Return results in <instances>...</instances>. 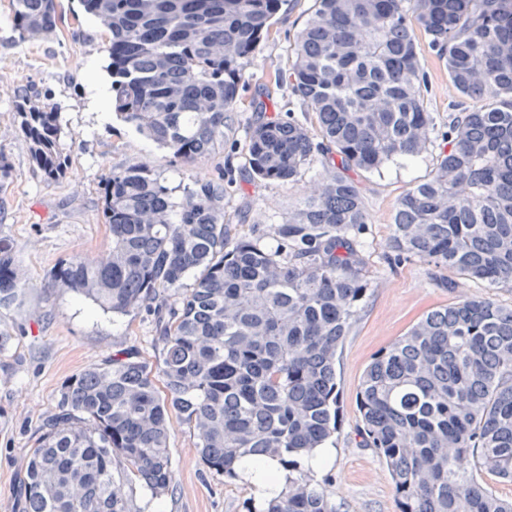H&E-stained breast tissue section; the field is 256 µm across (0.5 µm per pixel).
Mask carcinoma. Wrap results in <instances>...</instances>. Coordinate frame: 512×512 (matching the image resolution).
Listing matches in <instances>:
<instances>
[{"instance_id":"carcinoma-1","label":"carcinoma","mask_w":512,"mask_h":512,"mask_svg":"<svg viewBox=\"0 0 512 512\" xmlns=\"http://www.w3.org/2000/svg\"><path fill=\"white\" fill-rule=\"evenodd\" d=\"M10 2L19 40L56 30L57 0ZM80 2L109 38L116 117L185 164L224 147L246 64L283 0ZM417 28L459 95L483 105L448 116L433 171L398 201L388 259L512 285V0H314L287 79L316 129L276 116L247 131L248 170L262 181L294 182L322 159L283 223L229 249L223 179L196 181L176 201L148 164L103 177L112 247L94 264H60L52 287L118 315L167 293L179 301L158 310L157 368L120 352L67 382L31 449L25 512H130L118 473L168 490L174 416L227 479L244 458L288 468L262 512H337L299 458L336 432V353L371 288L368 214L349 172L433 144ZM17 109L33 169L58 182L60 113L25 93ZM28 288L0 236V308ZM357 402L400 512H512V499L457 464L472 456L512 484V308L463 298L431 310L373 359Z\"/></svg>"}]
</instances>
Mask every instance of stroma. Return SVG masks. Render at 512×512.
<instances>
[{
  "label": "stroma",
  "instance_id": "stroma-1",
  "mask_svg": "<svg viewBox=\"0 0 512 512\" xmlns=\"http://www.w3.org/2000/svg\"><path fill=\"white\" fill-rule=\"evenodd\" d=\"M58 2L63 21L57 30L23 43L15 38L9 0H0V153L11 169L0 190V236L13 240L20 271L30 283L23 306L0 309V512H23L21 479L34 439L73 375L119 350L153 366L161 357L151 309L116 315L51 285V274L62 261L75 255L96 261L110 249L101 213L102 175L146 162L172 187L225 176L224 221L238 237L283 223L289 207L321 170L316 162L298 182H264L245 169L242 158L245 133L257 118L252 100L263 101L271 116L291 114L304 123L311 118L280 75L288 70L313 0H285L270 37L245 68L233 130L223 151L190 164L171 160L166 150L117 120L111 96H104L99 110H91L89 85L112 81L106 71L104 28L84 12L80 0ZM418 46L427 79L425 106L443 133L450 113L475 108L476 103L458 96L426 37H419ZM25 90L46 95L62 116L66 134L61 143L68 162L59 183L47 184L33 173L29 144L17 130L15 101ZM439 152L434 145L413 162L394 161L379 173L353 174L369 214L364 241L372 286L336 355L338 426L327 442L335 457L312 474L338 512H399L390 473L361 436L357 393L376 355L428 311L462 298L489 297L512 307L510 286L491 288L450 269L385 260L398 200L412 184L429 177ZM168 446L174 485L158 496L137 483L124 485L131 512H248L254 498L250 485L209 470L187 424L172 423Z\"/></svg>",
  "mask_w": 512,
  "mask_h": 512
}]
</instances>
